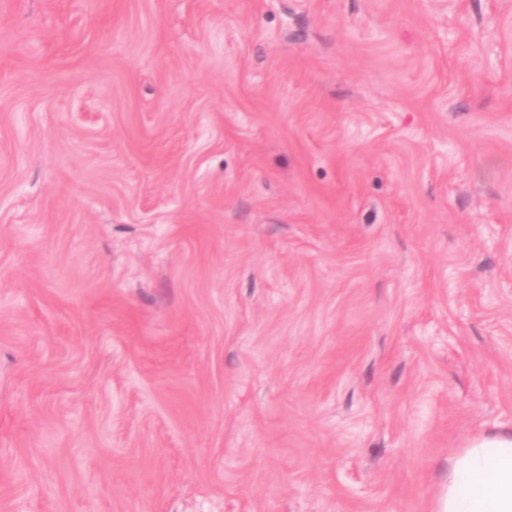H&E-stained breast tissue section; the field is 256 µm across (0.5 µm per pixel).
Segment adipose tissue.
Segmentation results:
<instances>
[{"mask_svg":"<svg viewBox=\"0 0 512 512\" xmlns=\"http://www.w3.org/2000/svg\"><path fill=\"white\" fill-rule=\"evenodd\" d=\"M433 512H512V430L476 434L450 458Z\"/></svg>","mask_w":512,"mask_h":512,"instance_id":"obj_1","label":"adipose tissue"}]
</instances>
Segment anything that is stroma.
Wrapping results in <instances>:
<instances>
[{
    "label": "stroma",
    "mask_w": 512,
    "mask_h": 512,
    "mask_svg": "<svg viewBox=\"0 0 512 512\" xmlns=\"http://www.w3.org/2000/svg\"><path fill=\"white\" fill-rule=\"evenodd\" d=\"M512 429V0H0V512H432Z\"/></svg>",
    "instance_id": "stroma-1"
}]
</instances>
